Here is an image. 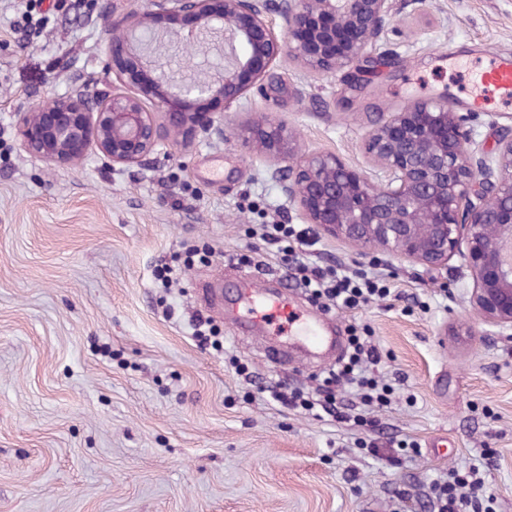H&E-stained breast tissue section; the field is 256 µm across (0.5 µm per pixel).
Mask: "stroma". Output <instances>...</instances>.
Returning <instances> with one entry per match:
<instances>
[{"label": "stroma", "mask_w": 512, "mask_h": 512, "mask_svg": "<svg viewBox=\"0 0 512 512\" xmlns=\"http://www.w3.org/2000/svg\"><path fill=\"white\" fill-rule=\"evenodd\" d=\"M99 0H0V512H395L429 475L475 462L495 512H512V339L486 335L460 258L426 272L379 262L391 293L336 309L387 353L400 381L374 427L316 419L258 388L310 391L336 358L283 365L234 333L221 293L274 272L301 307L266 224H298L249 148L174 149L149 176L28 157L15 111L100 71ZM512 52V0H429L368 66L330 77L281 61L226 120L267 106L303 150L362 160L372 120L417 98L466 96L453 60ZM175 267L161 288L154 273ZM209 319L215 340L189 329ZM416 442L401 464L399 440ZM374 444L376 453L366 451Z\"/></svg>", "instance_id": "obj_1"}]
</instances>
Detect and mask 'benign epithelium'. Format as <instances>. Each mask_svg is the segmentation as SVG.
I'll list each match as a JSON object with an SVG mask.
<instances>
[{
	"mask_svg": "<svg viewBox=\"0 0 512 512\" xmlns=\"http://www.w3.org/2000/svg\"><path fill=\"white\" fill-rule=\"evenodd\" d=\"M403 0H145L100 4L106 38L99 78L72 73L64 93L13 113L30 158L114 171L156 167L171 147L224 140V114L281 59L322 76L355 69L386 44ZM177 21L222 61L213 77L174 75L158 27ZM223 109H218V106ZM473 113L448 98L415 99L366 132L364 164L333 151L300 152L293 131L268 112L237 129L268 178L321 237L361 256L402 258L425 269L464 260L469 302L512 339V127L494 145L475 141Z\"/></svg>",
	"mask_w": 512,
	"mask_h": 512,
	"instance_id": "obj_1",
	"label": "benign epithelium"
}]
</instances>
